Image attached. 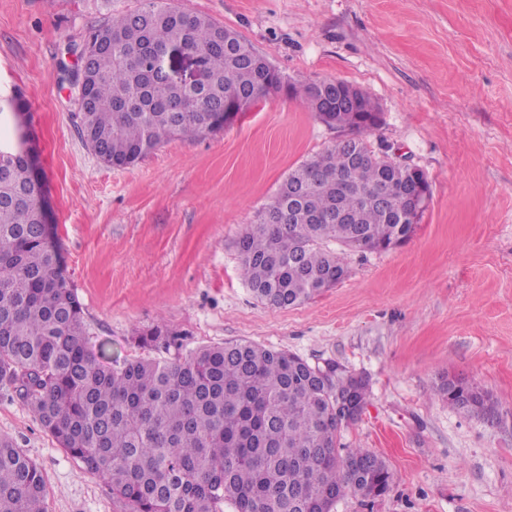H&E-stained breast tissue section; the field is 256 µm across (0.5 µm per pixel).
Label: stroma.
<instances>
[{"mask_svg": "<svg viewBox=\"0 0 512 512\" xmlns=\"http://www.w3.org/2000/svg\"><path fill=\"white\" fill-rule=\"evenodd\" d=\"M237 31L293 81H343L381 112L374 152L421 169L432 198L414 234L352 252L348 274L301 306L257 301L237 242L288 172L337 133L285 94L214 135L173 139L126 168L79 133L73 51L141 0H0V100L29 105L51 233L90 326L112 358L172 359L245 339L370 384L343 448L382 456L390 492L333 512H512V0H170ZM170 349L138 347L154 326ZM488 392L487 420L433 388ZM41 468L47 512H128L59 448L17 395L0 437Z\"/></svg>", "mask_w": 512, "mask_h": 512, "instance_id": "35a3bbf8", "label": "stroma"}]
</instances>
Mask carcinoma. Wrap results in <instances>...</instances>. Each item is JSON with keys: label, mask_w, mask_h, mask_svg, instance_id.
<instances>
[{"label": "carcinoma", "mask_w": 512, "mask_h": 512, "mask_svg": "<svg viewBox=\"0 0 512 512\" xmlns=\"http://www.w3.org/2000/svg\"><path fill=\"white\" fill-rule=\"evenodd\" d=\"M106 42L107 48L96 44ZM177 42L201 57L204 82H167L156 53ZM86 46L90 97L79 107L87 136L111 167H128L173 137L215 134L262 97L276 75L242 35L212 19L146 0L93 30ZM290 95L350 135L288 172L238 240L241 276L254 296L279 309L300 306L348 273L333 241L360 252L406 241L415 226L398 213L416 175L376 154L363 133L380 125L370 97L355 104L336 82H294ZM26 111L14 95L0 106V390L18 394L60 448L101 479L129 512H332L352 494L386 495L388 463L363 448H338L350 426L339 399L350 372L312 366L247 340L199 347L184 357L104 361L87 348L89 327L43 223L33 170L10 116ZM351 214L347 224L333 211ZM291 213V221L266 217ZM167 348L156 326L137 336ZM448 405L484 419L488 392L446 377L434 388ZM365 456L366 465L351 461ZM38 465L0 438V512H45Z\"/></svg>", "instance_id": "cac0c4a2"}]
</instances>
